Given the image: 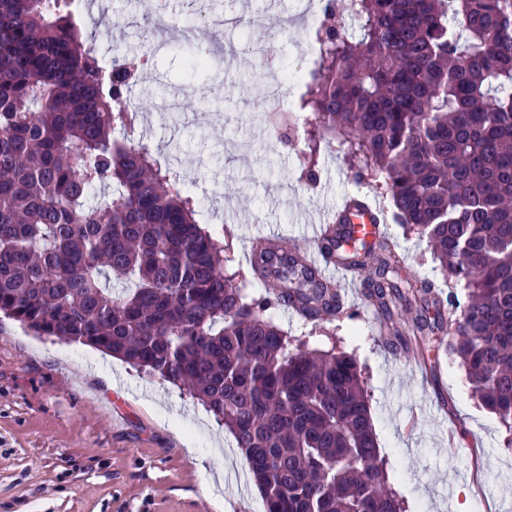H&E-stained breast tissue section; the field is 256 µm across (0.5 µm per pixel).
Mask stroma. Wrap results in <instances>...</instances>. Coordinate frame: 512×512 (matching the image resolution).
<instances>
[{
    "label": "stroma",
    "mask_w": 512,
    "mask_h": 512,
    "mask_svg": "<svg viewBox=\"0 0 512 512\" xmlns=\"http://www.w3.org/2000/svg\"><path fill=\"white\" fill-rule=\"evenodd\" d=\"M293 0H214L236 18L216 68L191 70L199 23L191 0H166L171 28L130 94L144 144L190 182L206 206L202 220L233 236L245 264L255 240L307 237V218L367 193L340 144L323 148L316 186L301 180L303 147L276 144L265 131L263 95L279 70L297 62L312 17L288 34ZM138 0H90L84 35L110 58L143 49ZM263 13L279 54L254 65L244 46L247 20ZM403 273L445 286L426 239L388 223ZM353 316L314 326L279 310L275 321L307 349L354 354L365 379L388 484L404 512H512V434L483 409L464 370L449 356L447 332L432 336L420 364L404 346L374 333L361 292ZM265 512L232 435L186 389L90 347L34 335L0 316V512Z\"/></svg>",
    "instance_id": "obj_1"
}]
</instances>
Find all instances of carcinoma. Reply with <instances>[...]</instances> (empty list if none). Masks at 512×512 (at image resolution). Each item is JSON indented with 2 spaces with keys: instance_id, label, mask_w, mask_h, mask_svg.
Here are the masks:
<instances>
[{
  "instance_id": "obj_1",
  "label": "carcinoma",
  "mask_w": 512,
  "mask_h": 512,
  "mask_svg": "<svg viewBox=\"0 0 512 512\" xmlns=\"http://www.w3.org/2000/svg\"><path fill=\"white\" fill-rule=\"evenodd\" d=\"M320 11L302 177L316 182L321 147L349 145L354 179L429 240L448 294L402 279L385 234L334 224L316 251L368 271L365 300L387 317L419 301L413 335L448 327V354L512 432V0H354L352 32L335 0ZM138 79L125 55L100 63L74 0H0V314L187 387L244 453L265 512H401L356 360L293 346L269 315L332 318L336 284L281 240L227 268L201 200L119 136Z\"/></svg>"
}]
</instances>
